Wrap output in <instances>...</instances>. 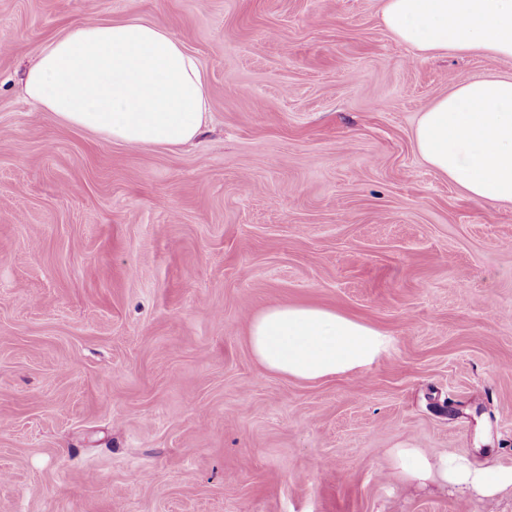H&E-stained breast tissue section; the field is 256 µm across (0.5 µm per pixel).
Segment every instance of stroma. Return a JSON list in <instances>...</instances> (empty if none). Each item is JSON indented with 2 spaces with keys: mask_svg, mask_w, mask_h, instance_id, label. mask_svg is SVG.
I'll list each match as a JSON object with an SVG mask.
<instances>
[{
  "mask_svg": "<svg viewBox=\"0 0 512 512\" xmlns=\"http://www.w3.org/2000/svg\"><path fill=\"white\" fill-rule=\"evenodd\" d=\"M382 0H0V512H512L391 448L512 467V204L419 154L421 112L512 59L422 57ZM141 17L202 63L193 144L62 124L21 77ZM315 305L391 348L299 381L253 317Z\"/></svg>",
  "mask_w": 512,
  "mask_h": 512,
  "instance_id": "stroma-1",
  "label": "stroma"
}]
</instances>
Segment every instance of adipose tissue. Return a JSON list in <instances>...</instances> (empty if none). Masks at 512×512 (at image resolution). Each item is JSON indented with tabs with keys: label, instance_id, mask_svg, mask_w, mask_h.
<instances>
[{
	"label": "adipose tissue",
	"instance_id": "1",
	"mask_svg": "<svg viewBox=\"0 0 512 512\" xmlns=\"http://www.w3.org/2000/svg\"><path fill=\"white\" fill-rule=\"evenodd\" d=\"M382 21L423 55L480 53L512 59V0H383ZM26 96L65 124L131 147L182 146L207 119L200 62L160 25L140 18L83 22L49 41L28 68ZM423 159L476 201L512 203V75L454 86L421 113ZM249 346L268 371L303 381L357 375L390 339L367 324L308 305L253 318ZM402 478L493 499L512 489V468L476 466L454 452L388 451Z\"/></svg>",
	"mask_w": 512,
	"mask_h": 512
}]
</instances>
